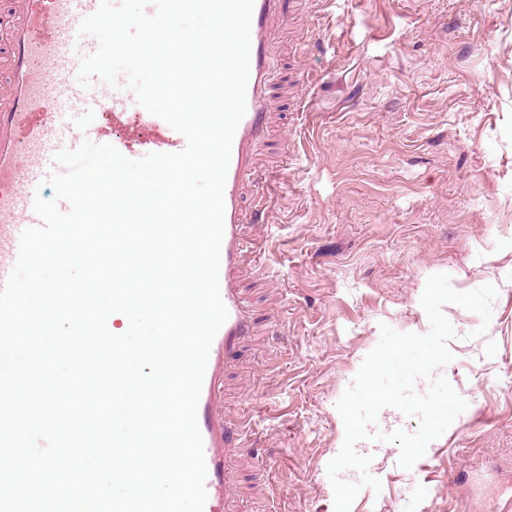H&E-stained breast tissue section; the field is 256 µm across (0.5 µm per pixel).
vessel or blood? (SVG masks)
Listing matches in <instances>:
<instances>
[{"label": "vessel or blood", "mask_w": 512, "mask_h": 512, "mask_svg": "<svg viewBox=\"0 0 512 512\" xmlns=\"http://www.w3.org/2000/svg\"><path fill=\"white\" fill-rule=\"evenodd\" d=\"M100 2L0 0V16L6 19L0 32V290L16 263L22 231L41 223L33 208L39 184L57 170L60 149L73 150L83 140L98 138L96 112L109 110L114 123L127 127L128 137L112 140L127 158L178 152L186 146L185 138L164 120L134 106L131 91L105 87L91 98L81 86V60L96 51L98 42L79 35V25ZM280 2L254 0L246 112L233 138L224 188L219 284L228 318L212 342L197 410L207 468L204 512H232L235 496L226 465L224 370L253 330L250 307L233 276L245 240L242 186L253 167L254 146L267 130L274 18Z\"/></svg>", "instance_id": "obj_1"}]
</instances>
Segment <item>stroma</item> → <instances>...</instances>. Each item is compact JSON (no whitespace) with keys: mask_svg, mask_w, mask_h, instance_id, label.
I'll use <instances>...</instances> for the list:
<instances>
[{"mask_svg":"<svg viewBox=\"0 0 512 512\" xmlns=\"http://www.w3.org/2000/svg\"><path fill=\"white\" fill-rule=\"evenodd\" d=\"M273 69L236 274L255 322L224 378L236 512H333L336 403L381 325L428 331L438 273L498 291L486 327L443 308L436 373L468 407L409 470L357 443L381 489L350 512H512V0H290Z\"/></svg>","mask_w":512,"mask_h":512,"instance_id":"35a3bbf8","label":"stroma"}]
</instances>
